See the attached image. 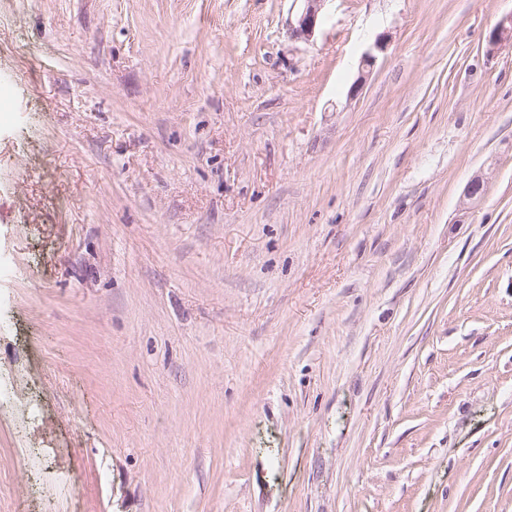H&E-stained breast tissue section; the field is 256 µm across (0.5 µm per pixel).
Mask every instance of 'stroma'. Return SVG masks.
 <instances>
[{
    "mask_svg": "<svg viewBox=\"0 0 512 512\" xmlns=\"http://www.w3.org/2000/svg\"><path fill=\"white\" fill-rule=\"evenodd\" d=\"M297 8L0 0V512H512V0ZM302 2V8L290 21L288 36L295 41H309L320 22L322 10L327 0H296Z\"/></svg>",
    "mask_w": 512,
    "mask_h": 512,
    "instance_id": "1",
    "label": "stroma"
}]
</instances>
